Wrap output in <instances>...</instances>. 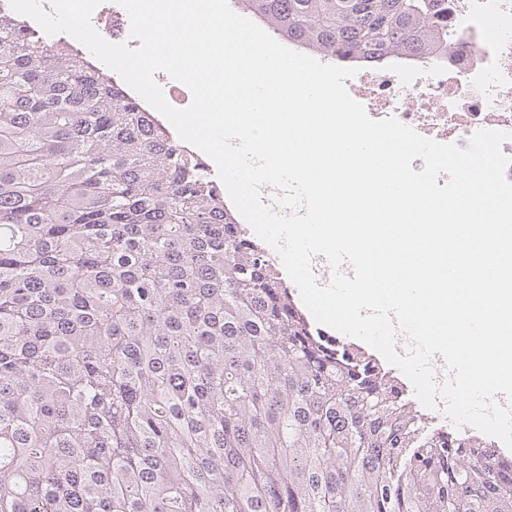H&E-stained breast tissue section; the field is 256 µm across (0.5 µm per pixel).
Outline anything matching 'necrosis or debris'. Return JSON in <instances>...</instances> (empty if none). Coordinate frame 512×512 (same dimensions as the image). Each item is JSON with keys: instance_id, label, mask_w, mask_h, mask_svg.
Here are the masks:
<instances>
[{"instance_id": "necrosis-or-debris-1", "label": "necrosis or debris", "mask_w": 512, "mask_h": 512, "mask_svg": "<svg viewBox=\"0 0 512 512\" xmlns=\"http://www.w3.org/2000/svg\"><path fill=\"white\" fill-rule=\"evenodd\" d=\"M92 23L109 42L139 47L117 0ZM375 120L396 117L420 135L467 148L478 130L506 131L512 157V0H448V42L429 55L396 54L346 81Z\"/></svg>"}]
</instances>
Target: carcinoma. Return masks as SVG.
Returning <instances> with one entry per match:
<instances>
[{
    "mask_svg": "<svg viewBox=\"0 0 512 512\" xmlns=\"http://www.w3.org/2000/svg\"><path fill=\"white\" fill-rule=\"evenodd\" d=\"M236 5L333 63L448 40V0ZM237 223L101 69L0 13V512H512V461L428 434Z\"/></svg>",
    "mask_w": 512,
    "mask_h": 512,
    "instance_id": "obj_1",
    "label": "carcinoma"
}]
</instances>
